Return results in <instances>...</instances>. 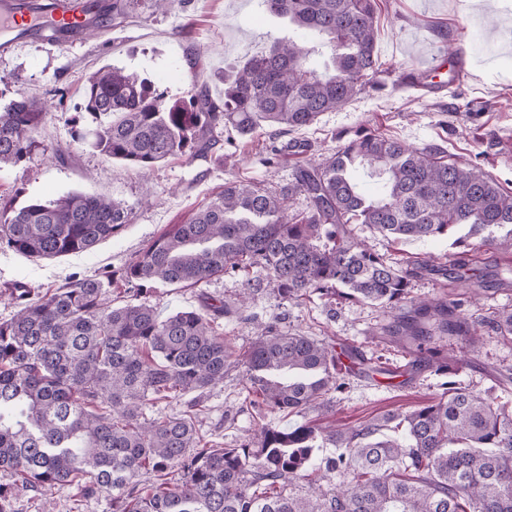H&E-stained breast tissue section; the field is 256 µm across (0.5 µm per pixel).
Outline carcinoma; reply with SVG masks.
Masks as SVG:
<instances>
[{"label":"carcinoma","mask_w":512,"mask_h":512,"mask_svg":"<svg viewBox=\"0 0 512 512\" xmlns=\"http://www.w3.org/2000/svg\"><path fill=\"white\" fill-rule=\"evenodd\" d=\"M264 11L324 40L321 66L293 33L224 81V103L204 90L169 98L146 77L103 67L85 81L78 133L109 160L143 168L177 155L206 156L217 129L251 136L309 126L373 83L374 0H261ZM47 106L22 91L0 108V168L38 147ZM382 179L361 194L356 167ZM295 195L307 201L290 210ZM131 209L72 192L0 207V244L34 259L86 252L130 223ZM395 240L447 237L472 250L512 251V191L439 144L422 147L361 129L335 154L279 190L224 182V191L157 238L120 271L126 284L189 286L243 274L237 305L161 317L146 301L112 306V275L67 282L37 300L12 288L14 316L0 321V512L19 487L112 495V512H512V402L447 383L440 398L349 428L265 424L237 448H214L195 416L150 418L148 406L224 382L232 353L213 327L253 325L242 354L247 391L270 412L332 411L346 389L333 346L246 314L263 270L288 302L314 293L406 310L389 342L448 372L449 336L479 339L443 302L409 296L415 269H396L356 239L351 225ZM512 344V306L491 321ZM336 456L317 466L315 450Z\"/></svg>","instance_id":"1"}]
</instances>
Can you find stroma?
<instances>
[{"instance_id": "stroma-1", "label": "stroma", "mask_w": 512, "mask_h": 512, "mask_svg": "<svg viewBox=\"0 0 512 512\" xmlns=\"http://www.w3.org/2000/svg\"><path fill=\"white\" fill-rule=\"evenodd\" d=\"M375 9L376 53L382 65L377 87L366 88L310 126L279 135L265 129L250 137L227 127L212 157L178 156L150 169L105 159L78 142V125L89 122L78 114L86 78L103 66H118L149 77L173 98L202 89L220 100L225 72L287 34L286 21L266 15L258 0H167L161 9L154 0H131L121 23L101 24L83 44L35 38L0 56V107L19 89L50 106L36 136L40 150L18 165L0 168V203L19 206L80 191L120 201L132 210L130 224L87 252L32 259L0 247V321L17 310L10 288L28 287L36 299L73 276L120 270L222 192L225 181L286 186L299 166L336 152L363 126L414 145H444L512 188V0H375ZM449 43L468 50L464 79L439 90L403 83L404 71L428 67ZM272 145L281 153L275 165L265 162ZM52 148L67 151V158L49 157ZM353 233L395 268L415 260L431 264V271L413 279L412 296L461 302L481 334L473 347L462 337L449 338L447 355L458 366L450 378L474 393L512 401V344L502 342L490 325L498 310L512 306V259L491 251L470 253V267L485 274L475 287L444 273L457 251L452 239L397 241L362 224L354 225ZM240 288L239 277L221 275L183 288L155 283L143 299L165 316L202 309L209 299L235 303ZM248 311L262 321L279 316L282 331L362 352L367 363L351 371L346 390L334 396V415L317 410L303 416L270 413L249 404L245 368L236 364L223 384L156 404L149 416L178 417L190 404L202 405L195 421L199 436L216 447L233 448L268 422L289 427L309 420L322 427H353L391 411H407L438 397L448 378L432 369L411 371L410 355L382 340L383 328L393 320L390 308L330 302L316 295L289 303L266 285L255 293ZM13 509L112 512V499L104 494L82 498L71 490L48 496L20 489Z\"/></svg>"}]
</instances>
